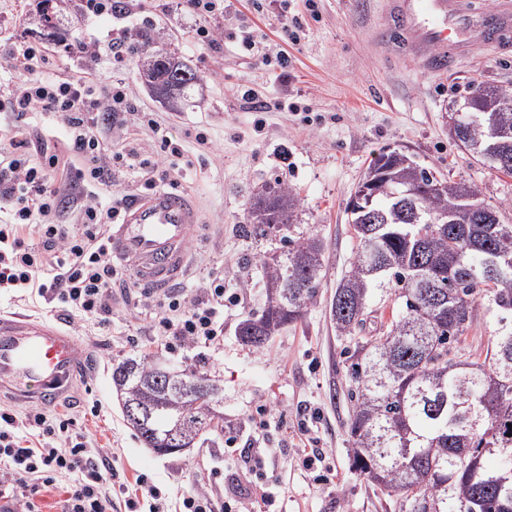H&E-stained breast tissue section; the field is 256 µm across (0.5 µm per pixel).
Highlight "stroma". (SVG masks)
Returning <instances> with one entry per match:
<instances>
[{"label": "stroma", "instance_id": "35a3bbf8", "mask_svg": "<svg viewBox=\"0 0 512 512\" xmlns=\"http://www.w3.org/2000/svg\"><path fill=\"white\" fill-rule=\"evenodd\" d=\"M316 3L312 13L301 0H263L258 12L251 0H228L215 21L224 39L211 47L197 41L199 20L175 0H133L125 19L92 15L76 0L58 20L66 35L62 44L45 40L31 24L38 0H0V72L9 71L7 53L15 44L43 41L56 76L94 70L99 90L124 83L138 103L166 121L181 148V178L174 187L194 197L198 210L179 286L196 288L218 275L225 288L243 291L241 302L224 311L223 341L206 348H183L155 335L153 320L166 309V296L144 295L129 271L114 286L118 303L110 324L70 323L94 365L74 386L78 401L57 403L54 410L71 418L70 432L91 437L97 462L112 464V499L120 510L141 476L172 506L204 483L219 505L225 495L249 487L255 477L240 458V446L259 433L257 410L264 405L277 425L267 443L274 456L264 470L274 500L254 502L252 512H398L395 501L355 473L349 460L352 382L346 359L355 342L373 336L378 318H390L399 303H372L373 315L363 327L349 336L337 331L331 302L356 249L347 201L375 154L389 146L451 180L474 183L502 223L512 224V176L478 164L449 130L450 108L468 88L512 87V48H480L448 74H426L373 49L370 30L386 25L381 0ZM288 17L298 20L305 36L289 46L287 68L264 66L242 49V29L256 28L275 42ZM125 26L158 37L196 70L200 81L188 106L175 111L155 98L135 63L113 67L108 41ZM82 41L98 42V55L73 53L72 45ZM247 87L271 102H298L301 110H271L264 130L255 132L257 115L239 95ZM199 131L219 145V153L196 141ZM282 147L295 166L287 177L276 156ZM281 177L299 196L301 231L324 241L327 274L301 319L258 350L244 346L237 329L264 307L260 256L282 250L283 243L255 236L248 212L253 195ZM144 354L216 380L224 391L223 431L206 432L204 442L182 454L160 456L147 448L127 424L112 385L113 365ZM230 431L239 441L232 448L225 443ZM316 448L324 449L325 460L306 468L302 459Z\"/></svg>", "mask_w": 512, "mask_h": 512}]
</instances>
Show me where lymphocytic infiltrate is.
I'll return each instance as SVG.
<instances>
[{
  "label": "lymphocytic infiltrate",
  "mask_w": 512,
  "mask_h": 512,
  "mask_svg": "<svg viewBox=\"0 0 512 512\" xmlns=\"http://www.w3.org/2000/svg\"><path fill=\"white\" fill-rule=\"evenodd\" d=\"M299 23L283 25L281 42L268 43L257 31L244 32L241 46L264 64H288L285 43H299ZM13 78L0 87V111L24 116L58 115L71 160L43 149H30L26 131L16 128L0 143V200L9 205L0 223V289L28 293L58 303L77 322H109L112 288L122 271L112 262V226L122 220L126 194L115 191L118 179L150 194L158 181H177L180 150L172 145L153 113L141 110L118 85L98 93L93 72L77 79L46 75L49 54L20 44L11 56ZM145 129L162 150L146 152L125 137ZM75 223H62L64 213ZM237 303L223 281L172 295L154 322L157 335L186 344L213 345L224 335V308ZM63 415H19L0 411V499L17 496L28 482L52 484L55 474L75 475L63 512H112L109 489L113 469L100 467L87 441H73Z\"/></svg>",
  "instance_id": "obj_1"
}]
</instances>
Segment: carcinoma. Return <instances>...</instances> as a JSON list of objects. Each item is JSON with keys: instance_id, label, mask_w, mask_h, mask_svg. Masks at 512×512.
Segmentation results:
<instances>
[{"instance_id": "carcinoma-1", "label": "carcinoma", "mask_w": 512, "mask_h": 512, "mask_svg": "<svg viewBox=\"0 0 512 512\" xmlns=\"http://www.w3.org/2000/svg\"><path fill=\"white\" fill-rule=\"evenodd\" d=\"M54 11L35 17L43 28L70 7L53 0ZM169 66L144 51L141 64L155 73L152 92L173 108L198 85L196 71L169 49ZM497 114L512 127V88L479 85L464 96L450 120L464 126L462 146L486 138L485 116ZM390 176L374 186L373 204L353 216L357 250L340 280L332 306L337 330L350 335L365 323L358 305L394 293L402 310L380 327L389 339L355 343L347 358L354 383L349 434L352 467L399 504V512H512V224H497L499 212L478 187L454 182L401 150L381 149L364 177ZM299 200L277 179L255 194L249 217L296 227ZM452 214L454 223L435 222ZM288 249L263 256L266 304L242 320L238 337L256 349L297 322L324 276L325 245L313 234L288 236ZM483 302L494 336L485 355L469 354L457 368L450 354L462 351L466 333ZM205 376L172 371L149 356L112 368L121 403L144 412L126 419L143 444L156 449L195 444L209 430L223 397L217 384L199 401Z\"/></svg>"}]
</instances>
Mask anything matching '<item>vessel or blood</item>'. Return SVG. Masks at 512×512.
<instances>
[{
  "label": "vessel or blood",
  "instance_id": "obj_1",
  "mask_svg": "<svg viewBox=\"0 0 512 512\" xmlns=\"http://www.w3.org/2000/svg\"><path fill=\"white\" fill-rule=\"evenodd\" d=\"M396 47L423 72H445L479 45L512 43V0L471 14L465 0H387ZM196 215L185 194L159 190L129 205L112 227V255L139 283L161 289L180 280ZM91 357L67 330L26 318L0 316V391L21 401L53 404L69 396Z\"/></svg>",
  "mask_w": 512,
  "mask_h": 512
}]
</instances>
